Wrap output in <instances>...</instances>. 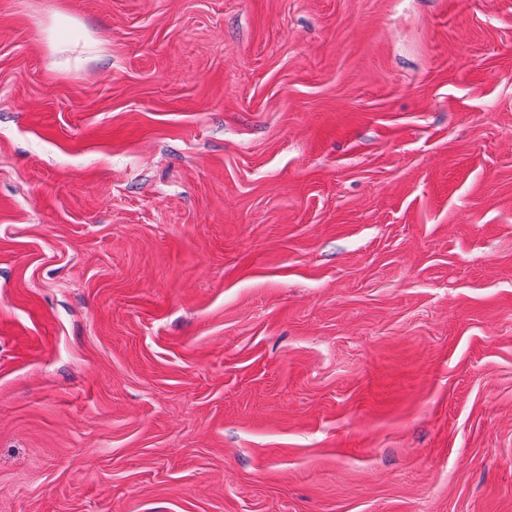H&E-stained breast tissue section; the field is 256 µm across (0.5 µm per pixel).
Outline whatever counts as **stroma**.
<instances>
[{"mask_svg": "<svg viewBox=\"0 0 512 512\" xmlns=\"http://www.w3.org/2000/svg\"><path fill=\"white\" fill-rule=\"evenodd\" d=\"M0 512H512V0H0Z\"/></svg>", "mask_w": 512, "mask_h": 512, "instance_id": "35a3bbf8", "label": "stroma"}]
</instances>
